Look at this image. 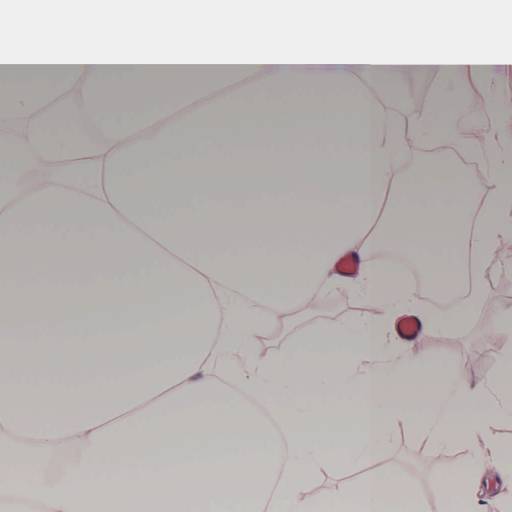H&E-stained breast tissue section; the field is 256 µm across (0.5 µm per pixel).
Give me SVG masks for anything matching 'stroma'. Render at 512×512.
Segmentation results:
<instances>
[{
    "mask_svg": "<svg viewBox=\"0 0 512 512\" xmlns=\"http://www.w3.org/2000/svg\"><path fill=\"white\" fill-rule=\"evenodd\" d=\"M466 89L465 106L458 118V137L449 144L445 155L434 152L433 144L423 151L408 153L407 171L439 163L441 157L454 159L459 165L476 166L482 178L473 185L470 196L459 207L467 217L476 211L497 207L502 231L493 253L484 259L462 253L464 271L475 272L485 293L482 307L472 311L462 323L452 326L435 325L423 329L414 339L404 341L396 356L410 360L423 359L447 370H462L468 385L485 390L489 402L497 395L489 391L488 381L495 361L494 344L488 327L507 312H512V190L507 189L497 173L512 168V112H498L494 103L512 101V67L494 71L490 76L462 75ZM406 286L410 290L412 309L430 316H443L449 305H462L465 296L454 300H432L426 295L430 280L422 278L414 268H406ZM319 308L295 316L280 330L264 334L267 350L258 358H247L238 380H246L249 370L282 358L298 339L299 333L311 320L346 324L358 323L377 314L375 308L364 306L349 284L321 293ZM497 447H488L482 435H473L464 447H437L427 435L402 421L391 423L380 448L373 456L362 458L357 469L338 472L324 466L316 470L305 488L307 497L320 500L338 495L343 488L361 479L364 471L381 463L399 470L421 492L432 497L442 476L454 475L459 462L471 457L493 462L512 448V415L503 413L492 425Z\"/></svg>",
    "mask_w": 512,
    "mask_h": 512,
    "instance_id": "35a3bbf8",
    "label": "stroma"
}]
</instances>
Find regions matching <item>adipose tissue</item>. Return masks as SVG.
<instances>
[{
  "label": "adipose tissue",
  "mask_w": 512,
  "mask_h": 512,
  "mask_svg": "<svg viewBox=\"0 0 512 512\" xmlns=\"http://www.w3.org/2000/svg\"><path fill=\"white\" fill-rule=\"evenodd\" d=\"M26 0L0 10V96L38 120L0 134V512H426L380 466L335 497L302 490L346 472L390 423L444 448L493 416L461 371L383 362L378 325L308 322L282 359L234 385L245 337L276 330L358 267L368 306L406 294L376 270L379 243L454 286V163L398 173L411 139L456 138L465 90L512 64L493 0ZM433 96L406 127L401 78ZM82 91L101 131L96 165L71 154ZM286 109H278V102ZM490 383L512 396V313L489 331ZM357 369L351 395L337 371ZM264 408H257L253 396ZM479 474L440 481L442 512H471Z\"/></svg>",
  "instance_id": "1"
}]
</instances>
